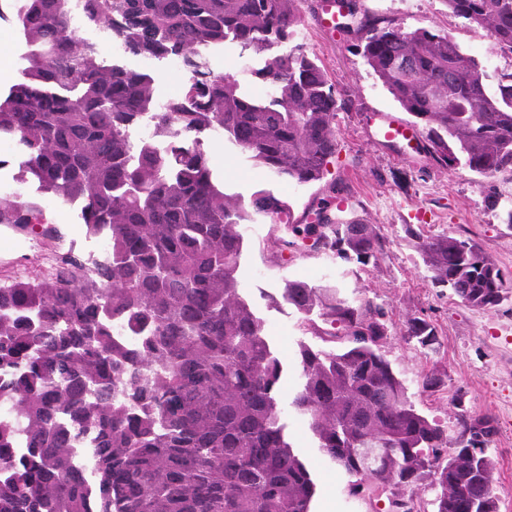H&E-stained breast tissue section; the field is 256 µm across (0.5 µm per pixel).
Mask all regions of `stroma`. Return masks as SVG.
Wrapping results in <instances>:
<instances>
[{
    "instance_id": "obj_1",
    "label": "stroma",
    "mask_w": 512,
    "mask_h": 512,
    "mask_svg": "<svg viewBox=\"0 0 512 512\" xmlns=\"http://www.w3.org/2000/svg\"><path fill=\"white\" fill-rule=\"evenodd\" d=\"M322 0H301L302 24L295 41L318 60L346 102L336 115L339 149L322 182L311 187L272 182L245 155L211 145V153L228 192L250 194L274 187L288 198L295 215L307 212L316 199L334 195L342 209H355L376 225L386 239L377 262L359 276H343L349 291L377 299L396 335L387 355L409 382L416 406L430 417L454 422L458 409L491 415L497 433L488 454L493 461L492 487L499 512H512V300L491 311L466 306L451 290L432 285L421 256L405 229L427 235L448 233L476 239L506 278H512V226L500 209L512 204V174L493 179L459 167L444 170L413 152L383 142L379 129L388 119L408 116L375 78L354 49L356 38L341 28L320 26ZM371 14L394 17L407 28L434 27L447 31L462 47L483 61L489 74L512 71V56L500 52L487 32L464 26L448 11L445 0H360ZM0 91L20 77L23 48L9 22L0 20ZM500 196L499 209L485 205L488 191ZM245 233L250 251L243 269L244 285L265 333L281 356L295 360L299 343L319 345L306 333L298 314L279 297L282 281L296 278L320 281L343 275L344 265L331 254L301 248L275 253L272 240L280 230L273 224H249ZM429 319L441 343L438 358L427 357L414 344L398 337L407 317ZM439 368L448 376L446 390L424 391L422 372ZM288 429L295 451L317 483L311 512H385V501L352 495L349 478L329 464L318 450L304 419L289 414Z\"/></svg>"
}]
</instances>
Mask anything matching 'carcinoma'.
Returning a JSON list of instances; mask_svg holds the SVG:
<instances>
[{
	"label": "carcinoma",
	"instance_id": "obj_1",
	"mask_svg": "<svg viewBox=\"0 0 512 512\" xmlns=\"http://www.w3.org/2000/svg\"><path fill=\"white\" fill-rule=\"evenodd\" d=\"M469 28L512 53V0H445ZM298 0H84L83 26L124 55L178 60L181 100L160 104L158 75L98 57L71 26L69 0H16L11 15L27 66L0 93L4 161L41 201L0 197V224H48L68 203L108 257L94 268L71 251L66 272L17 276L0 287V370L23 423L21 460L0 459V512H311L316 483L288 438L303 415L320 452L351 477L350 492L384 496L386 512H419L418 490L438 489L434 512H498L488 415L456 414L457 432L420 411L385 345L384 308L339 281L286 279L281 299L329 347L300 344L301 385L288 401V363L268 341L240 286L246 224H283L280 251L329 250L358 275L385 239L351 211L294 217L272 188L225 192L214 139L271 178L308 187L336 157V114L346 106L325 69L292 44ZM356 52L422 138L434 166L492 179L512 172V72L486 66L448 33L406 29L336 0ZM239 50L266 91L213 68L216 50ZM418 239L428 278L463 303L491 311L512 282L471 238ZM432 355L436 327L421 316L399 332ZM424 390L444 373L420 375ZM96 429L94 487L73 466L74 430ZM486 428L484 447L455 434Z\"/></svg>",
	"mask_w": 512,
	"mask_h": 512
}]
</instances>
